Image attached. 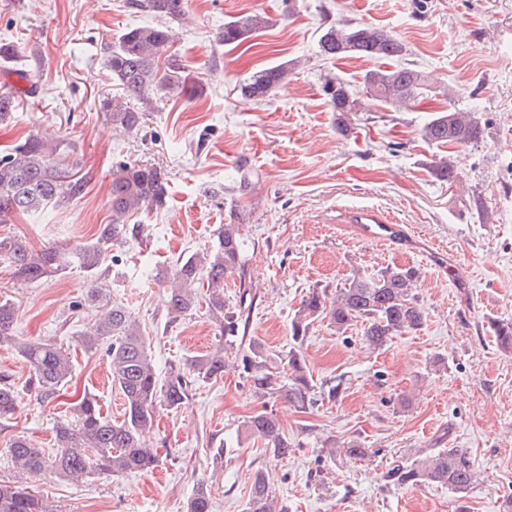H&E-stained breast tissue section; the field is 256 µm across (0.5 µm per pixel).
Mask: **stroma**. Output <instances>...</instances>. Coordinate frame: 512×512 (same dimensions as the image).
<instances>
[{"instance_id":"35a3bbf8","label":"stroma","mask_w":512,"mask_h":512,"mask_svg":"<svg viewBox=\"0 0 512 512\" xmlns=\"http://www.w3.org/2000/svg\"><path fill=\"white\" fill-rule=\"evenodd\" d=\"M250 13L266 15L269 25L238 46L219 42L225 22ZM157 22L128 0H0V42L19 49L0 61V91L17 68L36 89L0 125V147L31 132L69 143L83 176L79 195L41 216L15 217L0 235L37 250L90 241L112 220L116 162L165 170V207L131 216L146 231L114 246L105 279L112 302L140 323L162 376L213 351L217 327L203 306L171 321L156 272L212 248L217 227L234 218L250 279L229 283L224 295L230 303L251 295L245 336L265 344L275 369L287 364L302 299L315 288L343 287L357 271L417 268L427 322L371 351L361 325L342 334L315 320L301 347L316 384L309 403L268 404L295 445L288 459L274 457L263 440L244 439L241 425L260 403L230 367L221 380L196 383L181 409L156 408L146 434L160 455L153 471L78 481L48 475L30 488L55 512H187L204 480L213 512H243L251 477L262 469L288 512H455L460 503L468 512H512V350L494 331L512 323V0H188L174 49L197 95L158 100L139 133L115 131L102 103L122 89L103 66V49L126 27ZM344 22L397 36L432 92L406 111L371 101L340 130L323 79H345L358 93L372 67L356 56H320L322 31ZM286 60L297 66L276 94L262 102L241 96L253 72ZM451 105L479 118L480 143L438 147L422 139L424 124ZM445 156L459 181L432 176V162ZM356 209L405 225L411 244L396 251L360 241L348 222ZM88 283L76 267L25 285L0 263V298L16 306L19 337L54 339L73 361L62 394L44 402L28 391L29 369L14 349L0 348V373L20 391L13 419L0 422L1 482L15 479L10 439L24 436L53 452L55 425L74 418L83 394L121 418L105 346H82L95 321ZM338 379L341 392L328 399L326 385ZM406 394L412 402L404 407ZM350 440L367 448L364 460L329 455L332 444ZM448 446L467 449L479 476L466 495L387 480L392 461Z\"/></svg>"}]
</instances>
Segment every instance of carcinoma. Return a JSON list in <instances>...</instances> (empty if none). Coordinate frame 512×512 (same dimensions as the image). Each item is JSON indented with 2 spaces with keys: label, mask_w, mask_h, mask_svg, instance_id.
Segmentation results:
<instances>
[{
  "label": "carcinoma",
  "mask_w": 512,
  "mask_h": 512,
  "mask_svg": "<svg viewBox=\"0 0 512 512\" xmlns=\"http://www.w3.org/2000/svg\"><path fill=\"white\" fill-rule=\"evenodd\" d=\"M130 7L146 9L161 19L180 21L186 16V0H131ZM269 18L261 14L240 16L224 23L219 40L226 45L240 43L265 28ZM175 34L168 25L130 26L117 40L104 48L105 67L126 96L141 107H130L118 99H107L103 110L112 125L129 133H138L146 110L156 100L176 93L192 98L197 87L183 75L177 55L170 52ZM320 55L339 59L355 55L373 61H388L363 76L366 92L373 99L400 111L428 91L424 76L414 67L400 63L406 54L404 43L384 30L347 22L326 28L318 41ZM288 78V63L283 62L253 73L240 85V93L255 100L275 94ZM332 111L344 116L358 112L362 103L354 97L343 79L329 78L322 86ZM22 90L14 86L0 93V121L11 115ZM484 128L471 113L453 106L437 112L423 126L422 138L431 144L466 146L482 140ZM76 165L70 162L69 147L50 146L41 137L29 134L10 151L0 154V224L13 213L36 215L55 207L82 191ZM434 177L452 183L458 174L452 163L441 158L431 165ZM168 196L166 173L154 165L121 161L112 168L110 208L112 223L100 230L95 240L73 247L48 246L31 249L18 238L0 237V257H8L18 280L34 284L60 275L73 266L90 275L87 302L96 309L97 319L84 341L86 348L108 342L112 384L118 388L124 406L123 419L114 422L105 416L96 396L84 395L76 404V418L56 426L57 451L50 455L24 437L10 440L11 461L22 479L56 475L76 480L95 472L123 474L143 471L159 463L156 450L142 440L153 423L156 406L179 408L188 399L193 383L216 381L224 376V355H235L242 372L250 381L255 396L262 400L261 409L242 424L248 438L262 439L270 445L273 456L286 458L294 452L293 442L280 432L278 420L268 409V401L283 396L296 406H303L313 388L301 346L310 327L318 318H327L338 332L356 323L363 326L365 343L380 350L394 337L420 330L426 313L415 285L420 273L414 267L388 266L375 277L356 274L336 290L327 302L328 289L314 288L295 312L291 321L294 347L288 352V375L268 367L267 348L256 339L240 334L244 300L235 310L224 301V278L235 275L245 286L247 269L243 260V243L239 225L223 224L217 229L214 249L179 258L170 269L158 271L168 286V313L176 321L193 313L197 307V288H206L208 312L217 324L218 347L205 355L194 356L170 368L160 379L146 337L125 307L113 304L99 286L103 266L112 247L127 237H136L142 225L127 224V219L142 210L160 209ZM16 307L12 300L0 298V346L14 347L30 367V385L42 400L56 396L72 372L69 353L54 341L27 343L16 334ZM19 391L0 376V418L8 419L18 408ZM350 459L367 455L361 443L352 440L342 448L331 449ZM387 477L397 485H446L466 494L476 483L468 452L462 448H427L415 457L396 461ZM0 512H53L43 500L24 486L0 483ZM188 512H212L206 487L197 489ZM244 512H287L273 495L267 473L256 470L251 477V493Z\"/></svg>",
  "instance_id": "carcinoma-1"
}]
</instances>
